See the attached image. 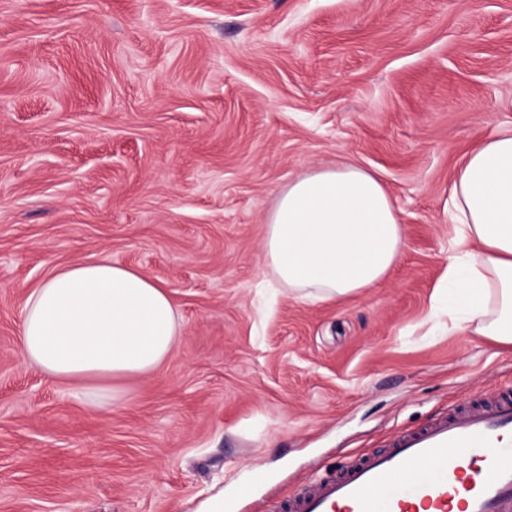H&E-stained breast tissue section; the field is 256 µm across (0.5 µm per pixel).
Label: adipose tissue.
Wrapping results in <instances>:
<instances>
[{"instance_id":"ef3b65f1","label":"adipose tissue","mask_w":512,"mask_h":512,"mask_svg":"<svg viewBox=\"0 0 512 512\" xmlns=\"http://www.w3.org/2000/svg\"><path fill=\"white\" fill-rule=\"evenodd\" d=\"M444 297L448 328L512 345V125L461 163L448 199ZM402 227L387 187L362 167L316 168L283 189L266 220L263 255L289 290L336 300L373 287L397 261ZM18 356L83 397L92 411L109 380L159 370L180 336L167 287L107 259L55 270L34 288Z\"/></svg>"}]
</instances>
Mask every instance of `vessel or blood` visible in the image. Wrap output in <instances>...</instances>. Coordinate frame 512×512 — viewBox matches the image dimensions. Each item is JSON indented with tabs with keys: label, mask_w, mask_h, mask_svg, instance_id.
Returning a JSON list of instances; mask_svg holds the SVG:
<instances>
[{
	"label": "vessel or blood",
	"mask_w": 512,
	"mask_h": 512,
	"mask_svg": "<svg viewBox=\"0 0 512 512\" xmlns=\"http://www.w3.org/2000/svg\"><path fill=\"white\" fill-rule=\"evenodd\" d=\"M512 512V388L394 433L267 512Z\"/></svg>",
	"instance_id": "b4317fda"
}]
</instances>
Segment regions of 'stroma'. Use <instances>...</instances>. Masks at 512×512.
<instances>
[{"mask_svg": "<svg viewBox=\"0 0 512 512\" xmlns=\"http://www.w3.org/2000/svg\"><path fill=\"white\" fill-rule=\"evenodd\" d=\"M510 99L512 0H0V512H266L512 386L511 346L430 319L455 173ZM340 160L391 192L401 259L302 300L266 219ZM103 256L181 327L92 413L16 350L32 288Z\"/></svg>", "mask_w": 512, "mask_h": 512, "instance_id": "stroma-1", "label": "stroma"}]
</instances>
